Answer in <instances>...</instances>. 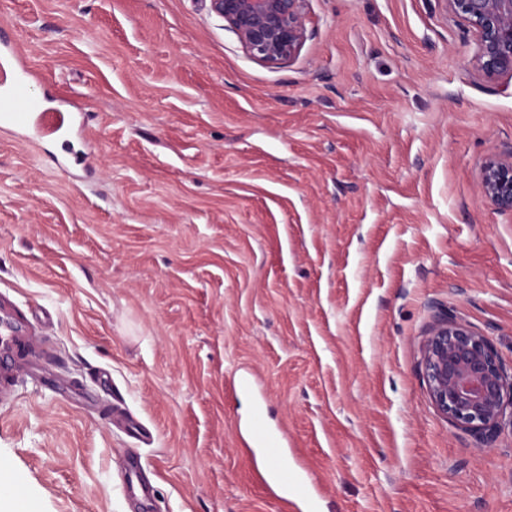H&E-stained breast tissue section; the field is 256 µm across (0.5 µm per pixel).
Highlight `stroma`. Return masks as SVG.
<instances>
[{"label": "stroma", "mask_w": 512, "mask_h": 512, "mask_svg": "<svg viewBox=\"0 0 512 512\" xmlns=\"http://www.w3.org/2000/svg\"><path fill=\"white\" fill-rule=\"evenodd\" d=\"M305 16L268 65L209 0H0L92 167L0 129V306L43 350L0 399V512H293L241 443L258 405L321 512H512V425L481 447L423 368L439 309L512 365V214L478 190L512 77L437 0Z\"/></svg>", "instance_id": "1"}]
</instances>
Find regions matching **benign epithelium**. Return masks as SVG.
Here are the masks:
<instances>
[{"instance_id": "obj_1", "label": "benign epithelium", "mask_w": 512, "mask_h": 512, "mask_svg": "<svg viewBox=\"0 0 512 512\" xmlns=\"http://www.w3.org/2000/svg\"><path fill=\"white\" fill-rule=\"evenodd\" d=\"M306 0H210L243 49L256 61L295 59L306 39ZM477 34V64L486 79L512 76V0H441ZM479 192L495 210L512 213V151L482 163ZM424 372L436 407L455 426L495 445L504 421L512 424V367L490 339L468 325L437 317L424 349Z\"/></svg>"}]
</instances>
